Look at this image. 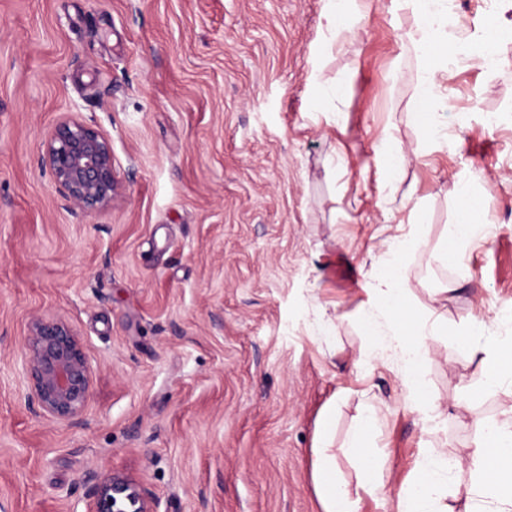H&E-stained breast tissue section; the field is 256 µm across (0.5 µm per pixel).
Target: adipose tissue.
<instances>
[{
    "instance_id": "adipose-tissue-1",
    "label": "adipose tissue",
    "mask_w": 512,
    "mask_h": 512,
    "mask_svg": "<svg viewBox=\"0 0 512 512\" xmlns=\"http://www.w3.org/2000/svg\"><path fill=\"white\" fill-rule=\"evenodd\" d=\"M364 0H324L326 22L323 40L336 44L341 32L350 30L352 18L363 14ZM397 9L407 10L415 18L402 42L424 62L423 91L428 102L440 104L439 91L453 77L454 56L448 50V12L446 0H394ZM457 198L462 216L448 228L458 248L441 253L442 263L456 267L465 262L469 248L484 241L482 225L472 223L468 215L483 209L484 200L473 189L470 179L457 182ZM419 242L417 235L406 240H387L384 273L370 289L371 303L363 312L367 327V353L356 361V368L376 362L398 363L405 388L404 404L422 425L438 417L439 405L419 380L420 366L434 349L443 332L440 319L426 317L413 330H405L400 314L402 263L406 249ZM471 335L480 339L478 350L485 369L473 389L482 396L503 390L512 392V338L501 335L493 326L473 323ZM381 426L375 408L363 409L350 430L345 448L360 467V484L375 499L389 502L392 512H449L448 486L468 478L473 492L470 512H512V413L496 420L475 421L477 440L465 455H448L438 449L423 450L411 476L402 484H392L385 475V462L377 455L370 437ZM316 485L322 512H357V502L346 484L336 475L333 456L322 455L316 471Z\"/></svg>"
}]
</instances>
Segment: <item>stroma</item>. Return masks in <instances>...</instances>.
<instances>
[{
  "mask_svg": "<svg viewBox=\"0 0 512 512\" xmlns=\"http://www.w3.org/2000/svg\"><path fill=\"white\" fill-rule=\"evenodd\" d=\"M457 9L462 45L512 21L498 0ZM413 23L369 0L345 47L319 53L323 0H0V512H86L94 469L136 479L157 512H322L325 453L358 512H389L341 450L365 403L395 483L512 410L503 392L458 406L483 370L464 335L512 302V32L506 67H456L435 114L448 146L432 150L400 40ZM315 67L343 89L333 111L315 109ZM68 114L111 142L107 210L72 204L41 164ZM389 138L403 159L384 202ZM469 175L487 203L470 219L492 233L461 270L436 255ZM416 231L407 320L444 323L420 368L443 412L427 432L396 364L354 366L382 243ZM53 312L95 372L76 423L28 404L17 362L31 318Z\"/></svg>",
  "mask_w": 512,
  "mask_h": 512,
  "instance_id": "1",
  "label": "stroma"
}]
</instances>
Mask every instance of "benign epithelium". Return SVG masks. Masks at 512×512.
<instances>
[{
  "mask_svg": "<svg viewBox=\"0 0 512 512\" xmlns=\"http://www.w3.org/2000/svg\"><path fill=\"white\" fill-rule=\"evenodd\" d=\"M42 164L56 187L82 209L106 210L118 193L109 139L72 116L55 126ZM19 364L28 398L42 415L59 422L82 419L91 399L94 372L81 338L61 315L44 314L31 320L22 338ZM88 512L156 510L136 480L105 470L94 474Z\"/></svg>",
  "mask_w": 512,
  "mask_h": 512,
  "instance_id": "obj_1",
  "label": "benign epithelium"
}]
</instances>
